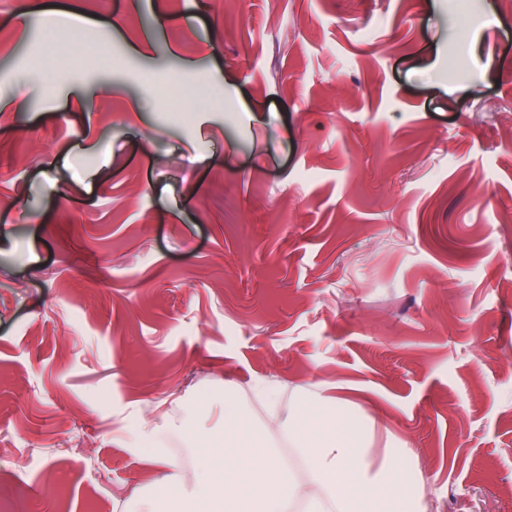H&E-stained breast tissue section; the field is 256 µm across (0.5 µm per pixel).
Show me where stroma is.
<instances>
[{"label":"stroma","mask_w":512,"mask_h":512,"mask_svg":"<svg viewBox=\"0 0 512 512\" xmlns=\"http://www.w3.org/2000/svg\"><path fill=\"white\" fill-rule=\"evenodd\" d=\"M0 92V503L123 512L141 418L328 376L512 512V0H0Z\"/></svg>","instance_id":"1"}]
</instances>
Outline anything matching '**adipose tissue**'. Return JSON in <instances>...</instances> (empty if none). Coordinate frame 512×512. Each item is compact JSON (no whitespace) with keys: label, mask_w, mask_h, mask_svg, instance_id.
Here are the masks:
<instances>
[{"label":"adipose tissue","mask_w":512,"mask_h":512,"mask_svg":"<svg viewBox=\"0 0 512 512\" xmlns=\"http://www.w3.org/2000/svg\"><path fill=\"white\" fill-rule=\"evenodd\" d=\"M341 381L316 379L284 393L263 381L251 389L268 412L256 422L241 397L224 398V418L197 425V407L180 425L142 421L129 447L147 454L160 475L135 489L129 512H425L416 472L400 467L397 450L372 462L374 424L344 399ZM186 440L193 462L168 455L174 439ZM287 441L302 463L301 477L287 475L274 439Z\"/></svg>","instance_id":"obj_1"}]
</instances>
